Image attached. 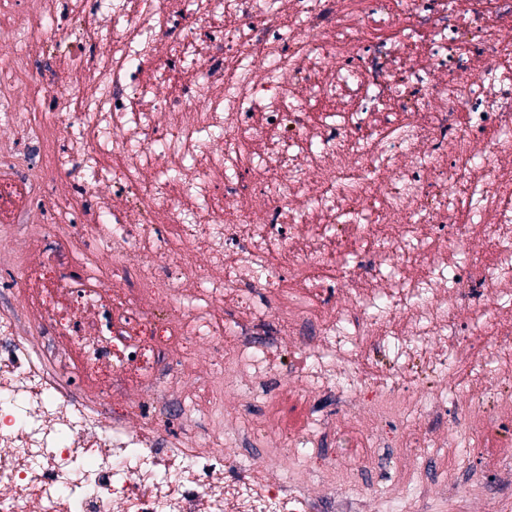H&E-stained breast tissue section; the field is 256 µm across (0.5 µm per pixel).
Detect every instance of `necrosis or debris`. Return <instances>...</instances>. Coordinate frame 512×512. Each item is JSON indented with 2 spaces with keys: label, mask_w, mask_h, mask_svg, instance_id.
<instances>
[{
  "label": "necrosis or debris",
  "mask_w": 512,
  "mask_h": 512,
  "mask_svg": "<svg viewBox=\"0 0 512 512\" xmlns=\"http://www.w3.org/2000/svg\"><path fill=\"white\" fill-rule=\"evenodd\" d=\"M65 3L0 0V35L63 28L0 85V231L26 247L0 512H322L221 431L165 439L222 415L233 367L312 370L341 415L270 392L236 440L359 492L450 430L483 489L512 473V0Z\"/></svg>",
  "instance_id": "4bbe7bcc"
}]
</instances>
